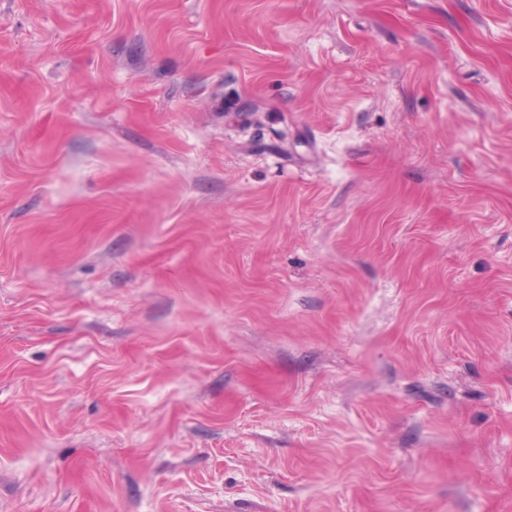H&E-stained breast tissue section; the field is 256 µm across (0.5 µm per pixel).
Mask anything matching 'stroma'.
<instances>
[{
    "label": "stroma",
    "instance_id": "35a3bbf8",
    "mask_svg": "<svg viewBox=\"0 0 512 512\" xmlns=\"http://www.w3.org/2000/svg\"><path fill=\"white\" fill-rule=\"evenodd\" d=\"M0 512H512V0H0Z\"/></svg>",
    "mask_w": 512,
    "mask_h": 512
}]
</instances>
